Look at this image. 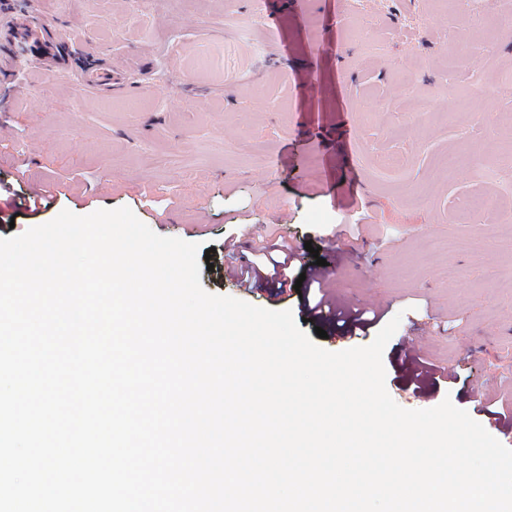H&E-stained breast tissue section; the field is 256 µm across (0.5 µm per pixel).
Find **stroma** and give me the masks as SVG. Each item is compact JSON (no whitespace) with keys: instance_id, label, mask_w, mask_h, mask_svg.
Wrapping results in <instances>:
<instances>
[{"instance_id":"obj_1","label":"stroma","mask_w":512,"mask_h":512,"mask_svg":"<svg viewBox=\"0 0 512 512\" xmlns=\"http://www.w3.org/2000/svg\"><path fill=\"white\" fill-rule=\"evenodd\" d=\"M33 184L37 216L16 206ZM0 187V238L126 206L211 250L205 291L310 334L293 284L226 270V244L279 235L298 272L326 259L339 305L400 317L399 406H421L408 336L454 373L433 404L512 402V0H0Z\"/></svg>"}]
</instances>
